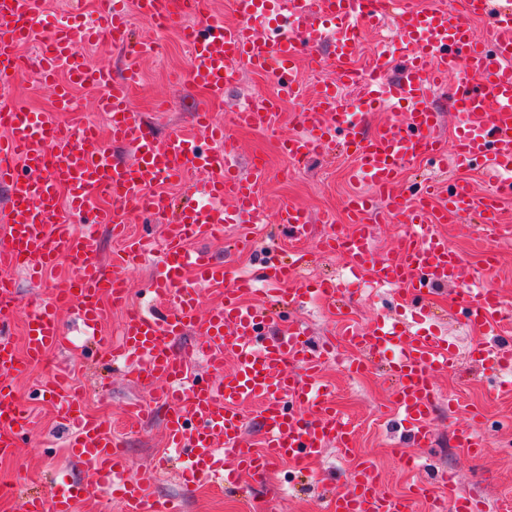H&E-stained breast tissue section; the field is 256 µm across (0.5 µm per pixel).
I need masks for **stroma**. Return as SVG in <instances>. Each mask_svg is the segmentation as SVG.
<instances>
[{"label": "stroma", "instance_id": "35a3bbf8", "mask_svg": "<svg viewBox=\"0 0 512 512\" xmlns=\"http://www.w3.org/2000/svg\"><path fill=\"white\" fill-rule=\"evenodd\" d=\"M132 32L135 38L154 42V52L134 57L128 49L102 42L87 45L86 56L92 65L109 67L116 76L121 75L128 59L136 60L142 81L135 89L133 102L160 134L189 128L196 108H207L225 122L247 99L269 96L275 91L271 79L243 68L222 101L209 100L204 91L191 84L173 82L174 74L184 69L188 58L176 30L159 31L137 19ZM336 76L332 65L317 74L308 67H300L297 80L302 90L296 98L281 103L274 130L235 131L233 145L239 169L249 172L252 161L258 157L264 159L268 168L267 178L258 190L259 207L266 220L253 225L249 244H239L237 225L228 224L221 235L205 241L204 247L237 274H249L267 251L286 255L303 250L314 255L310 276L348 283L345 255L318 252L317 238L299 243L275 225V212L285 203L305 207L317 222L329 217L339 224L345 221L344 202L353 189L349 172L355 164L354 157L336 151L293 165L278 148L279 138L298 132V115L311 103L318 79L331 80ZM1 93L38 111L53 108L50 91L40 87L28 73L0 82ZM443 231L463 257L464 281L472 280L485 250L495 253L494 286L502 294L505 305L512 308V238L482 244L465 224H447ZM398 312V300L391 288L374 287L365 281L353 289L347 305L341 308L319 300L301 307H282L279 327H287L294 320L306 327L314 341L335 342L338 358L327 364L323 382L355 425V446L348 457L336 448H328L309 466L312 481H293L287 467L278 465L273 474L245 477L240 492L222 493L209 487L188 491L174 475L155 473L153 462L165 452L164 415L156 408L135 422L128 419L127 409L158 394L161 383H145L108 360L95 359L85 346L75 308H63L61 319L66 344L45 362L29 365L18 381L35 427L25 433L13 458L0 459V476L8 477L14 485L12 493L0 496V512H22L25 494L45 492L55 479L81 480L87 474L86 466L66 453L67 432L56 423L51 403L34 394L37 384L60 365L67 366L72 388L87 412L105 417L113 431L120 434L133 472L149 482L158 495L180 498L183 512H245V503L250 498L257 506H272L274 512H324L321 492L340 485L359 461L371 463L377 469L382 480L381 491L390 497L411 496L417 484H426L430 496L417 501L414 512H433L437 503L450 507L448 487L439 479L443 473L453 474L461 490L477 495L487 512H492L499 496L512 493V449L502 445L503 440L512 439V389L505 387L504 375L486 372L470 358L476 345L491 344L492 339L464 324L456 304V289L451 285L439 287L434 318L411 323V331L430 330L443 336L454 345L458 355L454 369L436 377L439 403L433 417L434 444L419 448L394 425L391 383L381 371L374 369L357 375L342 363L343 357L350 354L344 343L345 326L358 327L364 333L370 330L377 314L393 316ZM452 396L463 405L462 410L453 414L448 411V399ZM468 405L478 416L474 423L488 434V445L479 456L455 446L451 439L454 429L472 423L464 411Z\"/></svg>", "mask_w": 512, "mask_h": 512}]
</instances>
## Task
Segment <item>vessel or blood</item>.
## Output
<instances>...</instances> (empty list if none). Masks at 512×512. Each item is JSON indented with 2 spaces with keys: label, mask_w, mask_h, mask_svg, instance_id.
<instances>
[{
  "label": "vessel or blood",
  "mask_w": 512,
  "mask_h": 512,
  "mask_svg": "<svg viewBox=\"0 0 512 512\" xmlns=\"http://www.w3.org/2000/svg\"><path fill=\"white\" fill-rule=\"evenodd\" d=\"M232 5L235 19L227 22L214 15L211 0H102V23L88 25L72 16L52 25L35 76L52 90L53 112L68 111L71 86L99 90L97 109L110 118L109 136L91 123L63 130L53 113L0 99V187L7 192L0 215V458L15 454L20 431L29 421L17 390L22 368L10 337L20 305L11 270L24 269L36 278L54 269L60 257L71 263L72 274L56 295L26 313L29 359H41L62 345L59 309L69 304L76 305L85 334L101 341L103 300L123 302L125 273L146 254L149 243L127 240L108 263L94 228L109 222L115 234H123L120 214L129 208L149 219H170L152 282L153 294L167 307L156 315L127 316L118 355L132 375L166 382L160 395L166 436L182 461L184 485L213 483L232 491L240 474L258 476L278 463L300 469L328 447L345 455L352 448L353 426L318 385L330 346L312 345L298 324L287 335H268L272 311L242 300L251 281L208 252L188 247L215 237L223 225L257 215L266 168L257 159L249 174L239 173L232 162L230 127L272 129L279 117L276 101L250 100L229 125L216 122L202 108L190 131L159 137L131 102L136 69L128 68L116 79L110 69L92 66L76 49L77 42L106 34L141 51V44L132 41L130 11L169 25L193 18V25L178 30L189 49V80L214 101L223 100L241 64L273 78L278 91H293L299 62H323L321 46L331 47L340 79L316 87L300 115V132L281 140L280 149L295 164L336 146L354 154L353 176L366 190L348 200L347 224L326 226L321 245L345 253L352 273L363 271L375 282L395 286L413 313H425L434 288L459 280L461 259L439 225L477 218L480 231L512 235L511 225L493 221L500 198L512 195V0H459L452 7L442 0H232ZM42 11L43 0H0L1 75L15 68L21 48L36 34ZM484 16L491 19L485 31L469 25V18ZM389 28L406 49L402 59L393 61L382 46L367 69L356 68L363 30ZM452 73L458 83L451 88L446 79ZM439 91L448 92L456 121L450 145L440 133V113L431 104ZM386 106L397 107L395 119L369 132L367 114ZM447 156L455 167L489 173L491 187L479 191L465 181L449 183L447 198L434 213L428 209L431 185L421 184L410 201L395 193L405 166ZM194 170L205 171L207 180L190 203L176 205L160 190V182L180 181ZM98 196L111 200V213L91 212ZM378 201L385 205L386 221L404 209L412 211L394 252L383 259L373 256L367 225ZM276 222L293 239L312 236V219L299 206L280 208ZM308 264L306 253L287 259L272 252L263 261L261 278L272 288L289 284L291 305L314 296L337 301L341 285L310 278ZM206 287L219 290L223 298L203 316L199 299ZM458 305L482 335H500L507 310L496 289H462ZM190 331L196 343L173 351L172 342ZM351 340L362 352L349 365L353 372L372 369L376 357L389 356L394 408L413 442L430 447L439 400L435 377L455 365L453 347L431 333H408L388 318L367 334L352 333ZM200 352L207 358L209 379H186ZM472 356L487 369L512 367L511 348L477 347ZM228 358L234 362L229 372L224 369ZM39 391L55 403L60 424L70 427L67 451L89 473L86 481L55 483L47 493L29 495L24 512H77L97 489L117 495L124 512H180L130 472L120 439L103 420L83 412L64 374H56ZM247 402L258 407L261 443L256 449L246 434L242 406ZM379 487L372 467L358 465L328 500L326 512H412V499L388 497Z\"/></svg>",
  "instance_id": "1"
}]
</instances>
